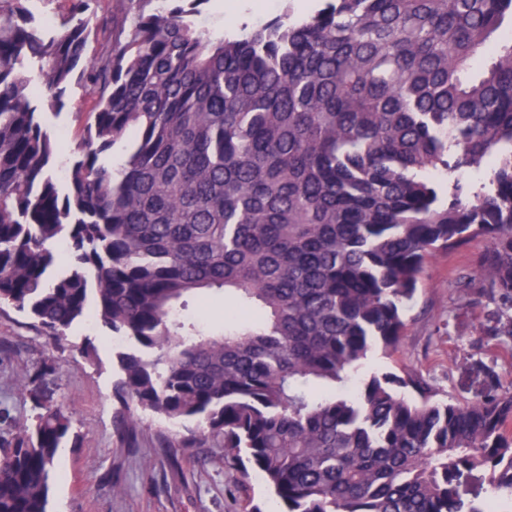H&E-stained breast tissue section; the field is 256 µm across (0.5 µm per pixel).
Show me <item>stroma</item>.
Instances as JSON below:
<instances>
[{
	"label": "stroma",
	"instance_id": "1",
	"mask_svg": "<svg viewBox=\"0 0 512 512\" xmlns=\"http://www.w3.org/2000/svg\"><path fill=\"white\" fill-rule=\"evenodd\" d=\"M92 107V97L77 91L65 113L52 120L61 158L72 156L82 135L75 113ZM484 247L475 239L429 258L406 308L399 348L389 355L369 353L361 375L412 373L438 399L460 404L491 388L512 386V339L488 335L499 305L473 278ZM87 345L95 346L94 358L82 356L80 349ZM131 348V343L113 341L102 325L86 321L74 324L56 344L25 313L11 308L0 313V409H9L10 427L31 423L34 412L19 391V380L46 362L55 372L44 389L68 408L79 434L77 445L61 455L48 512H247L254 505L274 512L279 503L265 480L245 473L243 465L225 462L215 442L203 450L178 449V466L170 468L158 452V436H182L184 425L143 412L136 447L120 446L113 425L118 409L113 390L120 377L116 354Z\"/></svg>",
	"mask_w": 512,
	"mask_h": 512
}]
</instances>
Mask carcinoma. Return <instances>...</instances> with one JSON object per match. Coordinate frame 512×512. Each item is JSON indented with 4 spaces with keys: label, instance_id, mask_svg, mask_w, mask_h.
Masks as SVG:
<instances>
[{
    "label": "carcinoma",
    "instance_id": "obj_1",
    "mask_svg": "<svg viewBox=\"0 0 512 512\" xmlns=\"http://www.w3.org/2000/svg\"><path fill=\"white\" fill-rule=\"evenodd\" d=\"M66 2L49 25L0 0V310L54 341L83 318L133 341L119 443L138 410L195 421L162 455L216 440L281 512H512L511 386L458 404L358 376L400 344L429 257L474 239L488 334L512 337V39L471 72L512 0H323L231 36L201 23L209 0ZM74 86L96 108L59 164L46 116ZM205 293L235 299L219 329L181 316ZM51 370L23 375L33 423L0 435V512H48L75 438L38 385ZM474 470L481 506L459 491Z\"/></svg>",
    "mask_w": 512,
    "mask_h": 512
}]
</instances>
